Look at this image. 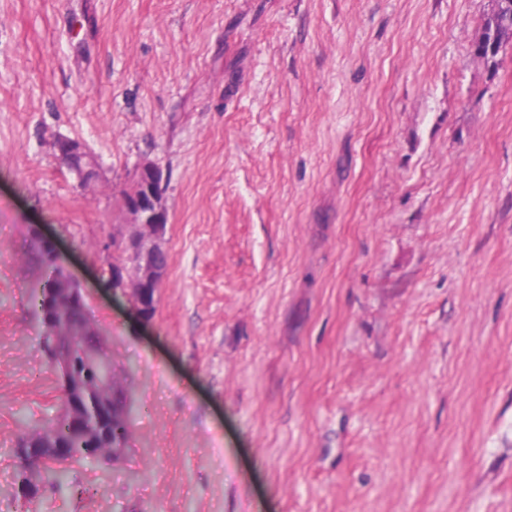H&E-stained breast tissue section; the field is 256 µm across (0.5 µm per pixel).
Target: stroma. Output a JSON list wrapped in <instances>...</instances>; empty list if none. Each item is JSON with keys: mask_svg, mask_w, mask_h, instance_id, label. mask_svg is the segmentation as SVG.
<instances>
[{"mask_svg": "<svg viewBox=\"0 0 512 512\" xmlns=\"http://www.w3.org/2000/svg\"><path fill=\"white\" fill-rule=\"evenodd\" d=\"M496 0H0V512H512V44ZM85 140L80 186L52 142ZM167 174L151 321L113 297ZM40 224L128 450L15 495L59 409ZM498 9L486 23L484 35L476 49L482 56L495 55L504 43L512 42V19ZM28 237L29 245L25 257V263L33 274H36L37 277H40L44 280L46 285H52L53 281L51 280V275H48L49 265L45 253L40 244L30 235L29 231ZM44 273H46V275ZM61 275L60 284L57 288H46L43 281L31 282L28 288L29 292L39 296L40 301L44 298L45 302L47 303V307L44 310H42L40 307L35 314L40 325L47 322L48 320L64 321L67 323L71 333L73 335H77L71 336L68 329L60 322H51L48 323L46 327H44L45 331L41 333V336H38V341L40 344L48 345L45 348L50 353L54 364L61 368H66L70 362V358L72 357V348L70 347L67 350H60L56 347L55 344H51L52 342L57 341L60 343V345L65 346L71 344L79 345L84 341H92L95 338V335H100H98L96 332L94 335L93 332L87 336H79L80 333L77 331L78 325H74L69 321L68 315L66 313V303L71 304L78 300L82 314H86V306L79 286L74 283L64 272L61 271ZM100 337L102 341L105 342V337ZM70 431L68 419L63 413H58L53 419L49 421V426H41L39 428H24L19 437L14 452L17 456L18 450L21 448H29L30 446L43 444V442L50 437H65ZM20 458V457H19Z\"/></svg>", "mask_w": 512, "mask_h": 512, "instance_id": "stroma-1", "label": "stroma"}]
</instances>
